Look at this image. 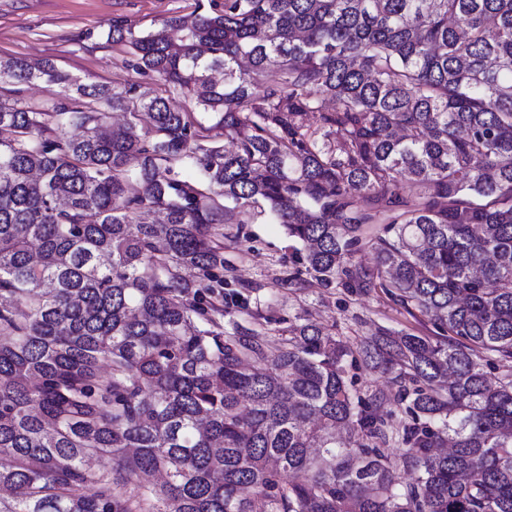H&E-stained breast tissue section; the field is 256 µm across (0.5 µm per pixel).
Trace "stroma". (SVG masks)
Segmentation results:
<instances>
[{"label":"stroma","instance_id":"1","mask_svg":"<svg viewBox=\"0 0 512 512\" xmlns=\"http://www.w3.org/2000/svg\"><path fill=\"white\" fill-rule=\"evenodd\" d=\"M210 0H0V57L45 59L74 75L122 89L136 86L149 96L170 97L174 90L151 75L127 68L123 46L107 42L104 34L115 18L140 27L171 14L188 15ZM224 232V290L238 292L225 324L239 323L265 333L287 327L302 317L332 327L337 335L356 341L386 329L421 336L434 335L432 323L414 317L389 295L375 290L356 293L337 284L325 285L306 274L300 246L289 240L268 213L252 210L226 216ZM302 273L301 287L286 284L290 274ZM357 389L385 391L386 408L397 427L411 418L397 406L391 376L378 369L353 370Z\"/></svg>","mask_w":512,"mask_h":512}]
</instances>
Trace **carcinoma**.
I'll use <instances>...</instances> for the list:
<instances>
[{
    "label": "carcinoma",
    "mask_w": 512,
    "mask_h": 512,
    "mask_svg": "<svg viewBox=\"0 0 512 512\" xmlns=\"http://www.w3.org/2000/svg\"><path fill=\"white\" fill-rule=\"evenodd\" d=\"M104 37L210 125L0 59L58 87L0 99V512H512V370H484L512 363V0H224ZM255 207L316 279L437 335L224 331L218 225ZM357 360L414 424L353 392Z\"/></svg>",
    "instance_id": "cac0c4a2"
}]
</instances>
